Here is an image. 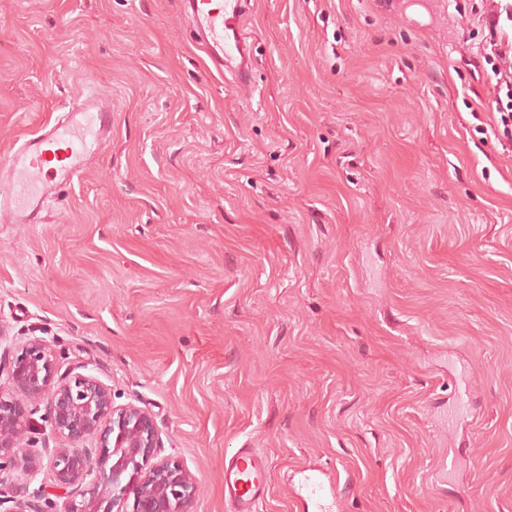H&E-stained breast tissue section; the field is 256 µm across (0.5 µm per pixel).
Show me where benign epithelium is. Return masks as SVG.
I'll return each instance as SVG.
<instances>
[{
	"label": "benign epithelium",
	"instance_id": "1",
	"mask_svg": "<svg viewBox=\"0 0 512 512\" xmlns=\"http://www.w3.org/2000/svg\"><path fill=\"white\" fill-rule=\"evenodd\" d=\"M9 379L10 389L0 388V506L12 503L6 512H29L7 474L21 470L31 481L42 471L40 458L23 446L42 401L51 434L62 442L49 457L52 483L38 487L51 512H191L196 478L179 458L160 456L150 412L115 404L111 387L94 375L59 373L40 337L13 352Z\"/></svg>",
	"mask_w": 512,
	"mask_h": 512
}]
</instances>
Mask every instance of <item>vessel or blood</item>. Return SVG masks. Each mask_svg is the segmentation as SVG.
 <instances>
[{
    "instance_id": "obj_1",
    "label": "vessel or blood",
    "mask_w": 512,
    "mask_h": 512,
    "mask_svg": "<svg viewBox=\"0 0 512 512\" xmlns=\"http://www.w3.org/2000/svg\"><path fill=\"white\" fill-rule=\"evenodd\" d=\"M197 43L233 86L252 87L253 55L244 18L249 0H180ZM64 123L17 142L0 167V224H40L45 206L80 180L112 138V101L96 93L74 100ZM268 483L264 460L240 448L224 466L226 512H259Z\"/></svg>"
}]
</instances>
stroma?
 <instances>
[{
    "label": "stroma",
    "mask_w": 512,
    "mask_h": 512,
    "mask_svg": "<svg viewBox=\"0 0 512 512\" xmlns=\"http://www.w3.org/2000/svg\"><path fill=\"white\" fill-rule=\"evenodd\" d=\"M482 0H252V92L179 0H0V158L112 99V140L42 224L0 225V386L47 340L225 512H512V147L484 137ZM268 483L264 460L252 448H239L224 461V506L227 512H258Z\"/></svg>",
    "instance_id": "obj_1"
}]
</instances>
